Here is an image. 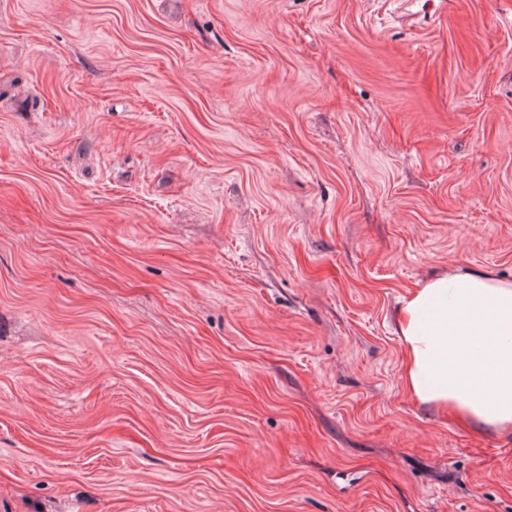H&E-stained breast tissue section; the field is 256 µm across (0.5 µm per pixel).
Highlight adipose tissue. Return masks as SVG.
I'll return each instance as SVG.
<instances>
[{"instance_id": "ef3b65f1", "label": "adipose tissue", "mask_w": 512, "mask_h": 512, "mask_svg": "<svg viewBox=\"0 0 512 512\" xmlns=\"http://www.w3.org/2000/svg\"><path fill=\"white\" fill-rule=\"evenodd\" d=\"M403 384L418 404L512 430V281L451 271L397 311Z\"/></svg>"}]
</instances>
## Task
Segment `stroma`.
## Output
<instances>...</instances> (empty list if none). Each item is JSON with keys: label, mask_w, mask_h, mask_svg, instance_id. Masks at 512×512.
<instances>
[{"label": "stroma", "mask_w": 512, "mask_h": 512, "mask_svg": "<svg viewBox=\"0 0 512 512\" xmlns=\"http://www.w3.org/2000/svg\"><path fill=\"white\" fill-rule=\"evenodd\" d=\"M512 279V0H0V512H512L395 312Z\"/></svg>", "instance_id": "1"}]
</instances>
